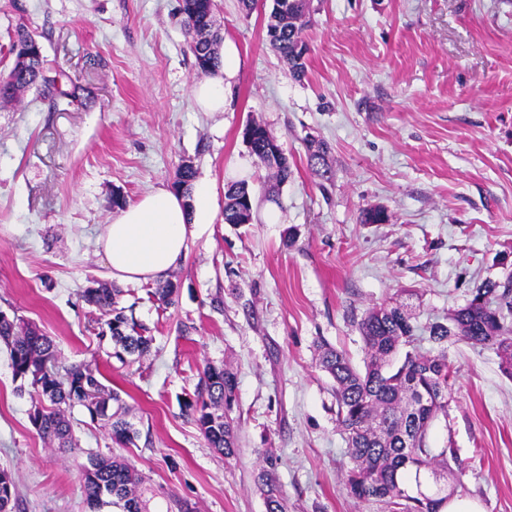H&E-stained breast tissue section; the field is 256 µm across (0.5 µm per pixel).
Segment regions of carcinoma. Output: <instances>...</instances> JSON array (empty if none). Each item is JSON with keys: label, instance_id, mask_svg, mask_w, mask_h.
<instances>
[{"label": "carcinoma", "instance_id": "carcinoma-1", "mask_svg": "<svg viewBox=\"0 0 512 512\" xmlns=\"http://www.w3.org/2000/svg\"><path fill=\"white\" fill-rule=\"evenodd\" d=\"M195 15L185 12L183 25L197 69L208 73L219 63L218 35L207 30L206 17L213 13V0H201ZM310 0H297L286 13L271 9L266 23L273 33L269 45L286 62L296 77L306 70L308 46L303 38ZM9 53L18 59H32L24 69L11 68L0 78V99L10 101L27 89L54 93L72 102L82 88H58L57 80L43 68L42 46L21 25ZM251 153L265 167L275 171L279 181L290 175L288 158H269L265 127L258 123ZM224 223H238L239 211H253V197L244 182L230 185L225 194ZM122 290L98 283L83 292L84 300L112 315L107 329L117 354L138 359L146 356L153 338L145 329L117 310ZM365 349L363 367L350 356L327 343L320 346L319 363L332 379L336 399V422L344 435L350 467L344 486L354 498L375 502L383 512H442L448 491H421L420 472L448 470L457 461L453 448H434L429 429L439 416L448 414L450 368L448 344L463 341L491 347L501 358L503 373L512 379V288L487 281L463 306L453 310L444 322H432L425 333L411 323L408 305L395 303L367 310L357 323ZM0 341L9 350L15 376L28 382L35 400L29 418L38 435L61 452L76 447L68 412L80 406L90 416L110 425L112 439L125 447L138 436L134 424L121 413L118 394L106 389L98 367L76 365L60 373L58 348L51 337L31 324L0 320ZM430 348L423 350L422 343ZM237 376L227 366L208 363L195 392L183 407L192 416L209 447L235 458L239 452L238 421L233 417ZM277 459L269 456L257 476L256 487L266 512H288V498L275 475ZM85 500L90 512H148L139 490L141 479L128 460L117 453L91 452L81 464ZM414 480L416 490L408 488ZM17 485L13 473L0 469V512H13Z\"/></svg>", "mask_w": 512, "mask_h": 512}]
</instances>
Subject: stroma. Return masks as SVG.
Here are the masks:
<instances>
[{"instance_id": "1", "label": "stroma", "mask_w": 512, "mask_h": 512, "mask_svg": "<svg viewBox=\"0 0 512 512\" xmlns=\"http://www.w3.org/2000/svg\"><path fill=\"white\" fill-rule=\"evenodd\" d=\"M270 0L242 10L213 0L216 29L242 68L221 112H202V77L180 0H0V76L19 25L42 45L62 89L80 103L25 91L0 101V312L55 340L59 363L98 366L139 435L123 454L150 488V512H265L254 479L264 451L289 512H380L347 495L346 444L325 341L362 365L357 323L404 302L418 323L466 304L485 281L512 282V0H311L309 47L295 78L265 41ZM263 124L287 156L279 183L243 141ZM328 148L326 176L309 165ZM214 182L247 181L251 223L216 213L189 235L169 281L122 284L120 307L153 338L150 355L116 358L101 315L82 292L112 275L98 241L115 199L173 187L179 168ZM274 206L280 221H265ZM379 207L387 220L362 223ZM448 416L430 431L452 446L447 477L487 512H512V379L490 348L448 346ZM237 374L240 452L209 448L182 407L206 364ZM29 392L0 344V468L13 470L16 512H89L80 465L112 447L111 431L81 407L79 452L63 453L32 427Z\"/></svg>"}]
</instances>
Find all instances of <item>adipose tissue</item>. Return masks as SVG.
I'll return each mask as SVG.
<instances>
[{
	"label": "adipose tissue",
	"instance_id": "1",
	"mask_svg": "<svg viewBox=\"0 0 512 512\" xmlns=\"http://www.w3.org/2000/svg\"><path fill=\"white\" fill-rule=\"evenodd\" d=\"M219 67L193 88L202 111H223L241 59L233 42H225ZM216 198L209 180L193 182L190 198L167 188L144 194L113 217L101 248L113 279L149 283L164 278L186 255L192 228L212 223Z\"/></svg>",
	"mask_w": 512,
	"mask_h": 512
}]
</instances>
